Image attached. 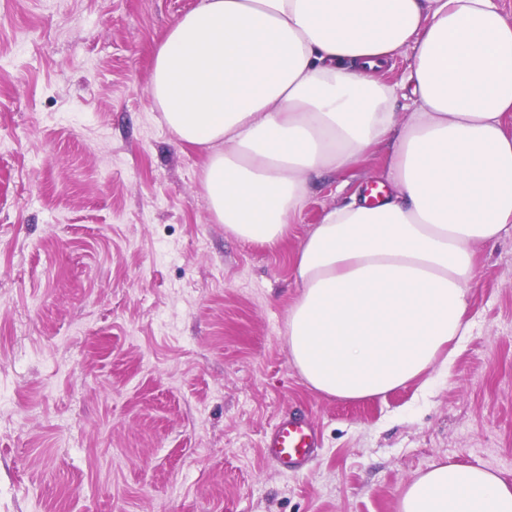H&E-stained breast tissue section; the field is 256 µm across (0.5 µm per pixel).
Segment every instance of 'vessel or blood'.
<instances>
[{
    "instance_id": "obj_1",
    "label": "vessel or blood",
    "mask_w": 512,
    "mask_h": 512,
    "mask_svg": "<svg viewBox=\"0 0 512 512\" xmlns=\"http://www.w3.org/2000/svg\"><path fill=\"white\" fill-rule=\"evenodd\" d=\"M316 447L313 426L301 419L283 417L265 441L271 459L284 469H303Z\"/></svg>"
}]
</instances>
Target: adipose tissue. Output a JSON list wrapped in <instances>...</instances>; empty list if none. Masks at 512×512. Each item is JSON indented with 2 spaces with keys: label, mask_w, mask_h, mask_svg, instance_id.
<instances>
[{
  "label": "adipose tissue",
  "mask_w": 512,
  "mask_h": 512,
  "mask_svg": "<svg viewBox=\"0 0 512 512\" xmlns=\"http://www.w3.org/2000/svg\"><path fill=\"white\" fill-rule=\"evenodd\" d=\"M404 53L402 77L382 80ZM151 94L206 151L215 220L250 243H278L316 180L388 144L391 191L326 212L294 257L289 359L346 400L454 359L476 251L512 229V18L498 0H199L157 45ZM399 512H512V484L436 462Z\"/></svg>",
  "instance_id": "1"
}]
</instances>
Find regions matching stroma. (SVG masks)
<instances>
[{
    "mask_svg": "<svg viewBox=\"0 0 512 512\" xmlns=\"http://www.w3.org/2000/svg\"><path fill=\"white\" fill-rule=\"evenodd\" d=\"M197 2L0 0V512H398L443 460L512 481V231L479 247L471 334L428 387H309L292 260L388 148L314 184L276 245L225 231L150 92ZM287 413L317 431L299 472L264 451Z\"/></svg>",
    "mask_w": 512,
    "mask_h": 512,
    "instance_id": "stroma-1",
    "label": "stroma"
}]
</instances>
